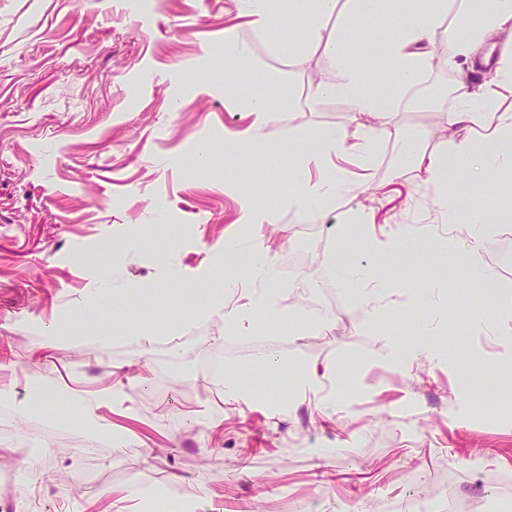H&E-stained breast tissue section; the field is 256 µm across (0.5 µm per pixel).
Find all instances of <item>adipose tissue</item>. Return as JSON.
Masks as SVG:
<instances>
[{
	"mask_svg": "<svg viewBox=\"0 0 512 512\" xmlns=\"http://www.w3.org/2000/svg\"><path fill=\"white\" fill-rule=\"evenodd\" d=\"M468 14L478 16L476 25L460 28L445 26L448 0H289L288 14L308 22L310 38L321 42L329 60L336 66V80L317 84L311 91L312 100L328 97L349 101L362 124L355 137L345 129L328 127L316 137L311 148L300 157L296 193L289 195V207L304 210L310 203L329 208L338 197L355 192L359 182L349 180L337 166H328L333 157L354 156L362 170H370L379 151L380 135L398 137V129L389 127L387 119L399 103L417 86L421 76L434 62L459 74L455 93L444 114L448 138L443 149L423 148L418 139L404 140L403 148L414 158L418 169L424 170L438 187L435 199L434 222L447 225L450 248L474 256L470 275L491 281L476 258L493 225L512 222V210L492 213L472 208L466 192L470 183L487 176L512 178V110L502 109L500 101L505 89L512 87V64H491L488 51L501 44L512 45V0H467ZM338 17L342 26L359 25L367 37L352 42L343 35L323 37L325 22ZM382 16L393 18L397 28L394 38L379 41L374 27ZM452 40L450 53L438 55L442 38ZM382 42L386 54L396 64V79L388 90L378 92L369 87L365 74L352 60L367 55L375 42ZM480 61L489 70L481 82L471 83L461 76L463 62ZM323 172L312 179L311 169ZM456 178L453 191H446L449 178ZM435 244L432 231H420L402 224L388 233L371 230L366 217L354 216L349 235L344 238L336 258L334 274L349 288H366L376 293L375 301H355L348 314L370 323L382 331L391 328V310L386 298L394 293L392 283L375 278L369 266L352 261L350 252L355 246L376 257H389L399 251L430 253ZM224 258L246 267L258 279H272L275 265L268 249L261 242L239 245L224 244ZM224 309L228 326L235 331L251 328L261 316L281 314L276 293H259L241 288L233 278H225L222 288L201 293L200 313Z\"/></svg>",
	"mask_w": 512,
	"mask_h": 512,
	"instance_id": "adipose-tissue-1",
	"label": "adipose tissue"
}]
</instances>
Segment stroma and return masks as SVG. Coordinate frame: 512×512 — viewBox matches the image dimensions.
I'll list each match as a JSON object with an SVG mask.
<instances>
[{
	"mask_svg": "<svg viewBox=\"0 0 512 512\" xmlns=\"http://www.w3.org/2000/svg\"><path fill=\"white\" fill-rule=\"evenodd\" d=\"M243 0H0V512H113L114 492L157 482L196 512H380L384 502L422 501L439 512L438 490L491 512L512 500V378L469 373L455 360L430 367L401 363L410 346L428 348L426 299L444 306L449 342L465 337L468 354L512 363V319L469 279L467 254L437 243L429 255L368 258L381 278L416 286L423 306L395 299V335L337 315L335 332L298 314L261 318L253 338L268 357H233L219 341L223 313L200 316L182 286L218 288L214 256L239 236L243 199L274 215L260 233L276 262V281L228 267L245 287L280 293L294 281L330 275L350 217L373 224L421 225L433 212L435 186L412 158L387 141L362 191L324 212L297 215L292 167L265 150L236 155L225 138L246 120L224 99L269 93L266 128L293 154L326 127L355 132L350 103L310 102L311 87L334 83L305 20L252 31ZM236 26L252 59L226 67L224 29ZM403 102L393 117L404 135L439 147L451 101ZM211 162L193 166L200 148ZM302 248L311 266L289 267ZM484 266L512 292V223L494 226ZM149 289L130 320L112 309L121 287ZM495 323V335L479 330ZM67 327L73 342L38 349L39 333ZM146 334L168 343L191 337L170 369L159 351L124 349ZM224 354L225 372H242L251 396L228 404L207 361ZM315 359L352 365L329 381L336 413L278 397L282 374ZM151 382L139 379L143 370ZM88 394L120 384L123 402L102 405L98 451L84 454V425L72 403L32 406V383ZM31 405L25 419L12 409ZM39 456L49 481L32 484L18 445ZM94 474L91 485L69 473Z\"/></svg>",
	"mask_w": 512,
	"mask_h": 512,
	"instance_id": "stroma-1",
	"label": "stroma"
}]
</instances>
